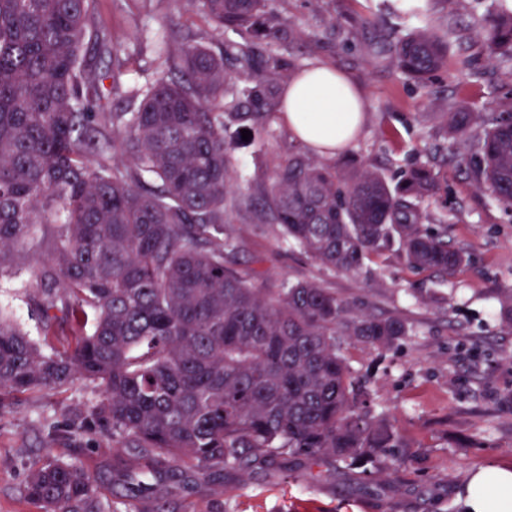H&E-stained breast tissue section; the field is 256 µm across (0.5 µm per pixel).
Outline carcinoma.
Wrapping results in <instances>:
<instances>
[{
  "mask_svg": "<svg viewBox=\"0 0 512 512\" xmlns=\"http://www.w3.org/2000/svg\"><path fill=\"white\" fill-rule=\"evenodd\" d=\"M187 2L241 40L216 52L164 32L168 69L114 112L104 80L117 87L129 56L100 26L96 0H0V280L19 277L24 244L40 251L23 287L45 341L0 311V408L92 381L100 398L75 427L112 436L170 479L285 456L389 468L400 439L368 408L347 346L390 350L410 335L406 321L358 312L315 281L257 285L227 231L226 202L242 187L224 132L235 123L272 135L284 85L302 74L293 30L278 26L277 0ZM479 26L491 53L512 61V19ZM394 61L426 80L448 64V35L420 27L395 43ZM444 123L456 144L482 124L455 158L512 211V95L499 112H448ZM439 190L427 163L391 185L294 139L242 203L334 272L395 247L410 267L446 273L468 258L424 225ZM496 299L512 327V288ZM63 327L70 337L57 346ZM25 496L42 512H111L99 481L59 460L30 474Z\"/></svg>",
  "mask_w": 512,
  "mask_h": 512,
  "instance_id": "carcinoma-1",
  "label": "carcinoma"
}]
</instances>
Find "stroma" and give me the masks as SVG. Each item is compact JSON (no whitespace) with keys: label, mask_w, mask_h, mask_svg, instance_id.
I'll return each mask as SVG.
<instances>
[{"label":"stroma","mask_w":512,"mask_h":512,"mask_svg":"<svg viewBox=\"0 0 512 512\" xmlns=\"http://www.w3.org/2000/svg\"><path fill=\"white\" fill-rule=\"evenodd\" d=\"M421 6L416 18L400 13L396 0H279L277 10L282 28L294 31L298 63L334 66L365 99L363 127L342 159L374 166L392 184L410 166L433 162L442 190L427 205L426 223L442 227L449 246L462 249L468 263L442 277L412 269L388 252L371 257L358 273L333 272L252 226L236 200L227 202L241 267L274 283L315 280L375 313L395 312L407 320L411 334L397 348L350 352L354 370L367 377L375 413L404 442V465L366 476L341 462L287 458L245 474L224 471L207 482L189 472L179 480L158 478L150 498L134 497L117 475L136 466V459L109 448L101 433L73 424L99 398L95 383L79 379L62 390L18 395L0 411V512H39L24 487L50 459L100 478L113 512H461L472 472L512 470V330L501 323L495 300L497 289L512 286V212L478 188L468 170L430 154L433 147L449 146L445 113L497 112L512 91V63L490 58L484 37L472 27L485 15L512 17V0H421ZM97 10L131 60L110 97L115 108L160 73L159 35L166 26H187L196 41L217 51L232 39L196 22L187 0H158L153 10L134 16L114 0H98ZM416 26L458 36L448 46L447 70L424 83L401 72L391 52L392 42ZM462 57L470 59L468 68L459 66ZM225 137L235 167L253 183L291 140L280 124L264 143L243 140L235 126ZM0 307L40 339L37 315L19 283L0 288Z\"/></svg>","instance_id":"35a3bbf8"}]
</instances>
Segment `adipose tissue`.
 I'll return each instance as SVG.
<instances>
[{
  "label": "adipose tissue",
  "mask_w": 512,
  "mask_h": 512,
  "mask_svg": "<svg viewBox=\"0 0 512 512\" xmlns=\"http://www.w3.org/2000/svg\"><path fill=\"white\" fill-rule=\"evenodd\" d=\"M364 111L363 100L348 77L333 66L315 64L287 87L282 123L304 144L315 142V132L321 129L328 137H339L345 148L350 138L341 134V127L358 129ZM464 504L468 512H512V471L485 467L472 473Z\"/></svg>",
  "instance_id": "adipose-tissue-1"
}]
</instances>
